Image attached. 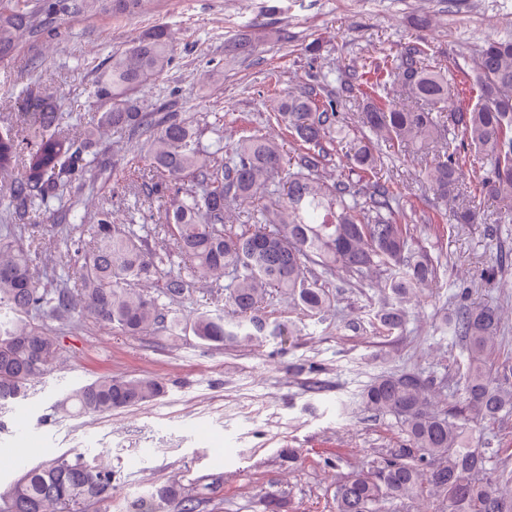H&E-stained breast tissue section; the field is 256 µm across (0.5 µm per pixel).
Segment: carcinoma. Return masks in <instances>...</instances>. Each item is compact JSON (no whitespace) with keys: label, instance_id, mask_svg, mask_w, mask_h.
Masks as SVG:
<instances>
[{"label":"carcinoma","instance_id":"cac0c4a2","mask_svg":"<svg viewBox=\"0 0 512 512\" xmlns=\"http://www.w3.org/2000/svg\"><path fill=\"white\" fill-rule=\"evenodd\" d=\"M146 0H37L21 6L0 0V62L13 57L27 39L49 31L60 15H133ZM172 33L159 25L101 64L95 96L101 117L77 131L64 113L43 97L26 100L27 137L0 130V179L11 181L0 208L14 223L0 232V406L26 399L33 379L50 372L60 347L49 323L67 324L83 314L128 336L161 328L171 336L183 330L178 306L210 281L211 295L224 308L197 313L195 336L224 346L296 336L292 321L270 320V296H290L305 317L320 319L331 306L326 277L345 270L353 276L386 272L382 292L387 307L379 315L383 330L402 329L404 304L437 278L434 259L412 251L411 226L399 222L400 195L372 181L381 165L372 139L403 148L417 144L435 152L424 176L438 198L465 206L449 211L457 224H475L482 201L503 209L512 220V36L487 39L466 62L476 101H450L442 68L430 64L424 48L407 45L385 70L365 69L361 84L343 91L366 100L361 124L368 132L351 155L348 173L320 178L343 133L339 97L327 86H301L279 96L269 113L297 146V166H285L274 138L241 128L229 147L223 136L205 144L202 131L173 114L146 112L132 94L161 77L171 61ZM248 58L257 44L241 38L226 46ZM398 83L406 101L375 97L384 75ZM129 130L147 136L151 174L134 186L144 200L166 199L159 233L173 245L169 255L183 262L164 268L149 238L112 222L100 204L88 232L92 247L64 255L47 254L57 270L43 288L34 279L39 253L23 246L25 234L49 215L73 211L71 200L94 166L98 145L108 133ZM462 142H457V137ZM488 168L481 181L464 182L466 168ZM266 200L251 212L243 205ZM231 282L224 286V275ZM230 309L232 320L224 317ZM449 322L464 345L460 371L463 406H436L432 383L415 373L387 374L364 391V409L392 415L404 435L391 457L336 486V512H378L394 500H418L428 512H512V449L487 452L474 444L463 412L496 421L512 416V365L496 359L498 309L461 303ZM164 394L152 377L101 376L73 389L65 399L74 415L107 413L150 403ZM110 469L89 464L73 451L24 471L3 498L0 512H83L90 502L106 501L115 489ZM202 499L177 485H162L133 512H200Z\"/></svg>","mask_w":512,"mask_h":512}]
</instances>
